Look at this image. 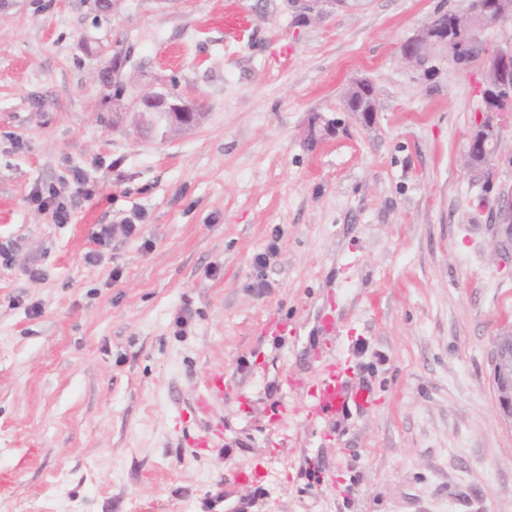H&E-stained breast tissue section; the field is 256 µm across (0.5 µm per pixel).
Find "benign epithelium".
Wrapping results in <instances>:
<instances>
[{"label":"benign epithelium","instance_id":"7a95c632","mask_svg":"<svg viewBox=\"0 0 512 512\" xmlns=\"http://www.w3.org/2000/svg\"><path fill=\"white\" fill-rule=\"evenodd\" d=\"M298 16L324 17L338 9L355 7L361 0H288ZM512 17L509 0H488L478 9L468 5L462 14L439 11L420 25L400 47L401 59L429 77L436 71L435 61L446 60L458 69L478 63L484 73L482 85L483 109L467 150V166L475 178L492 185L489 166L492 157L487 145L498 143L502 123L512 114V49L497 48L478 59L468 52L471 45L483 42V33L491 25ZM127 59L118 51L109 69L100 74V93L107 97L113 87L121 86ZM346 111L362 124L372 122L377 112V98L367 79H356L344 94ZM140 118L142 126L165 136L175 129H191L199 123L203 112L200 105L175 97L166 91H154L134 97L128 106ZM496 234L501 243L512 244V197L495 217ZM496 400L502 416L512 424V334L499 337L493 359Z\"/></svg>","mask_w":512,"mask_h":512}]
</instances>
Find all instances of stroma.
I'll return each instance as SVG.
<instances>
[{
	"label": "stroma",
	"instance_id": "obj_1",
	"mask_svg": "<svg viewBox=\"0 0 512 512\" xmlns=\"http://www.w3.org/2000/svg\"><path fill=\"white\" fill-rule=\"evenodd\" d=\"M466 7L367 0L307 21L286 0L0 10V244L15 254L0 262V512H512L492 365L512 332V251L494 226L512 117L485 188L466 167L480 66L425 77L400 57L425 19ZM118 50L112 100L99 74ZM357 78L377 95L367 126L343 106ZM164 89L204 118L141 135L126 104ZM318 114L336 128L314 143ZM51 187L76 200L70 223L34 201ZM270 317L287 335H260ZM336 358L371 405L272 423ZM219 369L248 402L216 406L215 447H187Z\"/></svg>",
	"mask_w": 512,
	"mask_h": 512
}]
</instances>
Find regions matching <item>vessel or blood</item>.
<instances>
[{"mask_svg":"<svg viewBox=\"0 0 512 512\" xmlns=\"http://www.w3.org/2000/svg\"><path fill=\"white\" fill-rule=\"evenodd\" d=\"M346 375L347 370L342 362L336 361L329 364L305 405L300 407L288 400L281 401L272 413L273 421L277 423L287 421L301 410L310 415H333L343 410L351 399L356 400L358 404H366L367 399L362 393L349 392ZM227 397L238 404L246 401L242 385H229L224 372H212L204 383V388L196 402V409L201 416H209L214 406Z\"/></svg>","mask_w":512,"mask_h":512,"instance_id":"b4317fda","label":"vessel or blood"}]
</instances>
